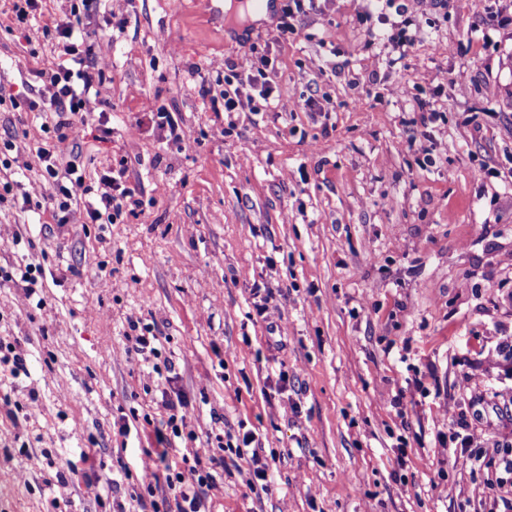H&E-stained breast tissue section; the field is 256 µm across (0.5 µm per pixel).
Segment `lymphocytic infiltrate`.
<instances>
[{
  "instance_id": "f902f5d3",
  "label": "lymphocytic infiltrate",
  "mask_w": 512,
  "mask_h": 512,
  "mask_svg": "<svg viewBox=\"0 0 512 512\" xmlns=\"http://www.w3.org/2000/svg\"><path fill=\"white\" fill-rule=\"evenodd\" d=\"M423 0H369L365 20H373L380 7L395 9L402 17L404 26L391 35L390 41L400 56H407L416 36L409 33L418 7ZM63 38L62 55L50 70L32 74L31 99L27 105L32 112L52 113L54 136L38 146L36 154L43 164V177L50 186L48 195L59 223L68 224L74 218L72 201L79 190L85 187L83 168L76 157L68 156L70 142L82 133L89 115L99 111L102 102L97 86L107 65L93 60L86 47L87 34L83 29L68 25L60 30ZM271 61L260 57L255 71H234L224 78V109L228 112H291L299 106L292 91L271 84L269 68ZM134 200L120 177L102 175L93 201L84 207L85 223L107 221L114 224L133 206ZM253 433L246 432L235 441L226 442V451L243 460L248 486L266 482L268 462L261 447L255 444ZM224 465L223 454L210 458L209 466L185 465L167 468L165 476L154 470H146L142 476L145 486L164 482L163 506H175L176 512H207L208 493L217 488V470Z\"/></svg>"
}]
</instances>
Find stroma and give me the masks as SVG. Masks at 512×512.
<instances>
[{
	"mask_svg": "<svg viewBox=\"0 0 512 512\" xmlns=\"http://www.w3.org/2000/svg\"><path fill=\"white\" fill-rule=\"evenodd\" d=\"M242 4L112 0L81 17L80 0H42L20 25L0 0V143L17 145L0 153V266L40 267L0 285V344L26 359L0 363V512H152L162 495L141 477L165 390L191 429L169 460L208 462L228 432L264 450L263 490L225 454L215 512H512L497 464L512 446V0H425L400 62L394 10L369 26L365 0H316L280 43ZM76 20L109 67L69 149L92 188L125 166L140 206L117 224L58 223L43 199L51 117L28 110L25 81ZM260 55L296 111H225L224 62ZM424 131L428 160L408 145ZM268 294L276 327L255 314ZM133 321L169 378L129 353ZM450 406L483 467L462 463Z\"/></svg>",
	"mask_w": 512,
	"mask_h": 512,
	"instance_id": "1",
	"label": "stroma"
}]
</instances>
